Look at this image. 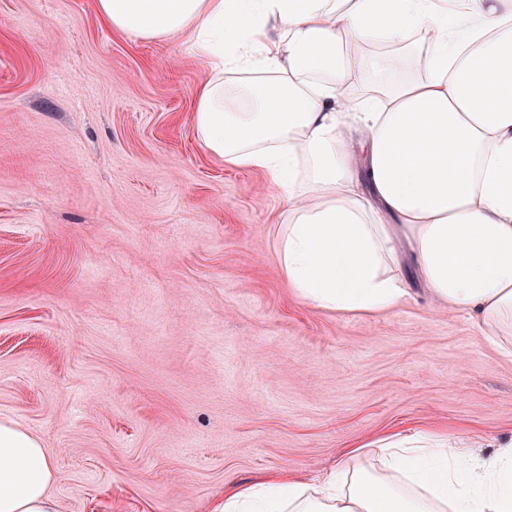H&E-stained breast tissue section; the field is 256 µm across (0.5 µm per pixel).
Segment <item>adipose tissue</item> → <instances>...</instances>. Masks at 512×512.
Listing matches in <instances>:
<instances>
[{
  "label": "adipose tissue",
  "instance_id": "adipose-tissue-1",
  "mask_svg": "<svg viewBox=\"0 0 512 512\" xmlns=\"http://www.w3.org/2000/svg\"><path fill=\"white\" fill-rule=\"evenodd\" d=\"M96 0L128 40L181 39L209 77L194 126L224 164L270 173L283 281L303 303L374 315L420 279L512 355V0ZM432 33L425 74L384 81L346 43ZM372 67L379 82L365 84ZM362 86L358 107L339 88ZM355 123L359 139L343 129ZM53 458L0 421V512H60ZM211 512H512V436L489 455L418 430L346 449L315 481L229 486Z\"/></svg>",
  "mask_w": 512,
  "mask_h": 512
}]
</instances>
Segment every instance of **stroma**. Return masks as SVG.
I'll list each match as a JSON object with an SVG mask.
<instances>
[{
  "label": "stroma",
  "mask_w": 512,
  "mask_h": 512,
  "mask_svg": "<svg viewBox=\"0 0 512 512\" xmlns=\"http://www.w3.org/2000/svg\"><path fill=\"white\" fill-rule=\"evenodd\" d=\"M206 76L95 0H0V420L61 512H209L386 432L511 436L512 356L425 290L368 317L288 291L280 187L195 135Z\"/></svg>",
  "instance_id": "35a3bbf8"
}]
</instances>
